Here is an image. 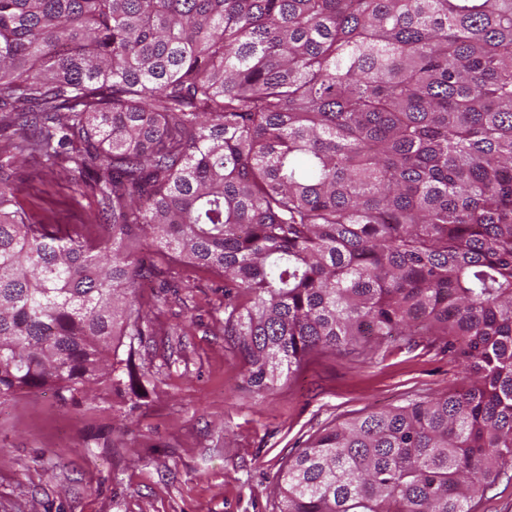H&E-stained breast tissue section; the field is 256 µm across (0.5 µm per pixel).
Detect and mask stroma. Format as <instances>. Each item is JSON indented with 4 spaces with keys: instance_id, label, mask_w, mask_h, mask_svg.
Segmentation results:
<instances>
[{
    "instance_id": "35a3bbf8",
    "label": "stroma",
    "mask_w": 512,
    "mask_h": 512,
    "mask_svg": "<svg viewBox=\"0 0 512 512\" xmlns=\"http://www.w3.org/2000/svg\"><path fill=\"white\" fill-rule=\"evenodd\" d=\"M18 197L92 235L97 203L66 172L22 165ZM136 392L94 387L0 400V512H278L281 470L349 418L430 400L463 382L458 347L417 334L318 350L271 391L224 334V283L177 264L139 293Z\"/></svg>"
}]
</instances>
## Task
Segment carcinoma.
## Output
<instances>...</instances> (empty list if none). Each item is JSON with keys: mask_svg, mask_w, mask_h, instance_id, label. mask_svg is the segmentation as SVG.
Returning a JSON list of instances; mask_svg holds the SVG:
<instances>
[{"mask_svg": "<svg viewBox=\"0 0 512 512\" xmlns=\"http://www.w3.org/2000/svg\"><path fill=\"white\" fill-rule=\"evenodd\" d=\"M0 398L133 381L155 274L224 279L262 391L320 349L439 333L448 394L288 460L278 512H471L512 470V0H0ZM61 168L98 234L43 224ZM24 181L18 184L19 200L47 224H73L86 236L94 235L93 215L97 209L93 195L71 179L66 172L45 176L21 164Z\"/></svg>", "mask_w": 512, "mask_h": 512, "instance_id": "1", "label": "carcinoma"}]
</instances>
